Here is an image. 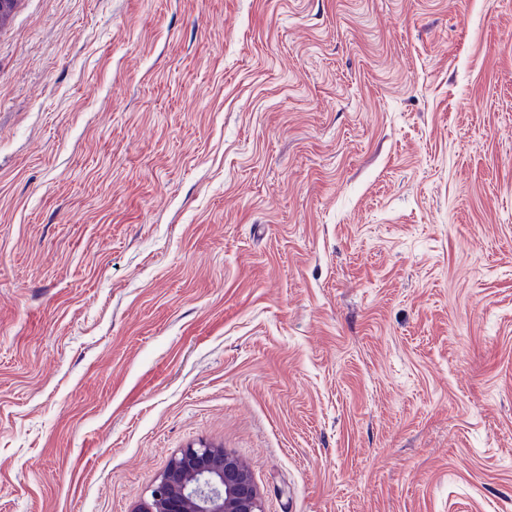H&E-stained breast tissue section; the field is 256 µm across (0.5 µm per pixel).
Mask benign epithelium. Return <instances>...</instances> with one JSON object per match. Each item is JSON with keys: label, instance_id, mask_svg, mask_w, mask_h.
Returning <instances> with one entry per match:
<instances>
[{"label": "benign epithelium", "instance_id": "obj_1", "mask_svg": "<svg viewBox=\"0 0 512 512\" xmlns=\"http://www.w3.org/2000/svg\"><path fill=\"white\" fill-rule=\"evenodd\" d=\"M133 512H263L247 466L235 455L207 444L176 453Z\"/></svg>", "mask_w": 512, "mask_h": 512}]
</instances>
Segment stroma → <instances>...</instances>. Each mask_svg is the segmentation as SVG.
Instances as JSON below:
<instances>
[{
	"instance_id": "1",
	"label": "stroma",
	"mask_w": 512,
	"mask_h": 512,
	"mask_svg": "<svg viewBox=\"0 0 512 512\" xmlns=\"http://www.w3.org/2000/svg\"><path fill=\"white\" fill-rule=\"evenodd\" d=\"M202 442L264 512H512V0H16L0 512Z\"/></svg>"
}]
</instances>
